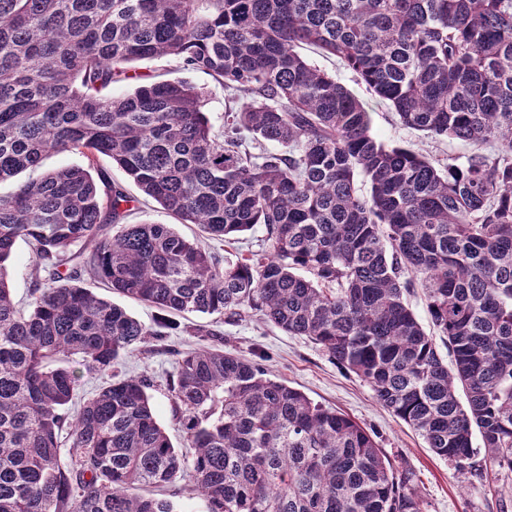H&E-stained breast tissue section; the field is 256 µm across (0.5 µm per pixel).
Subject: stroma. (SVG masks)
Listing matches in <instances>:
<instances>
[{
    "label": "stroma",
    "mask_w": 512,
    "mask_h": 512,
    "mask_svg": "<svg viewBox=\"0 0 512 512\" xmlns=\"http://www.w3.org/2000/svg\"><path fill=\"white\" fill-rule=\"evenodd\" d=\"M132 68L148 81L182 77L202 88L207 94L205 110L214 128L223 126L225 112L233 107L223 89L206 73L182 71L166 58L139 61ZM372 107V130L386 144L461 160L471 151L463 142L446 138L433 141L401 126L385 103L376 101ZM182 322L183 329L167 331L152 342L150 351L136 352L122 360L127 374L153 378L152 404L173 444H180L181 437L165 385L174 373L172 354L221 348L249 360H262L277 379L314 402L348 415L373 433L397 469L413 472L426 512H512L511 470L492 468L481 448L476 451L472 469L457 470L435 455L407 424L382 408L366 384L338 367L306 338L288 335L254 316L228 324L213 315L188 313Z\"/></svg>",
    "instance_id": "35a3bbf8"
}]
</instances>
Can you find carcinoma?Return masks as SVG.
Returning <instances> with one entry per match:
<instances>
[{"label": "carcinoma", "instance_id": "1", "mask_svg": "<svg viewBox=\"0 0 512 512\" xmlns=\"http://www.w3.org/2000/svg\"><path fill=\"white\" fill-rule=\"evenodd\" d=\"M343 61L400 123L477 146L438 162L372 133L365 104L302 57ZM170 57L245 98L215 130L184 79L114 97L130 65ZM274 144L281 152H270ZM83 166L39 171L45 154ZM263 248L223 257L170 224L124 223L135 198ZM0 512H424L349 416L258 361L175 352L187 455L120 358L162 332L80 285L170 315L256 313L318 345L437 456L472 467L474 436L512 470V0H0ZM28 244L35 284L14 302ZM420 286L445 363L406 296ZM109 382L74 408L72 366ZM34 259L28 245L19 240L17 242L14 258L9 264L10 287L15 301L26 306L32 290Z\"/></svg>", "mask_w": 512, "mask_h": 512}]
</instances>
